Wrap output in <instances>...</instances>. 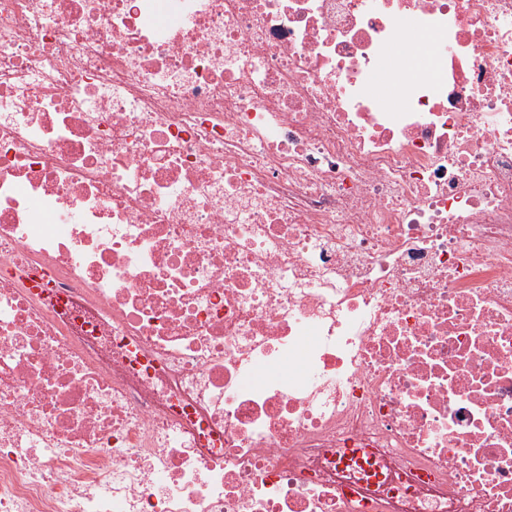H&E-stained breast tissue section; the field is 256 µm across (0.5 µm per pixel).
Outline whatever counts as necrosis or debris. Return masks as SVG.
Returning <instances> with one entry per match:
<instances>
[{"mask_svg":"<svg viewBox=\"0 0 512 512\" xmlns=\"http://www.w3.org/2000/svg\"><path fill=\"white\" fill-rule=\"evenodd\" d=\"M0 512H512V0H0Z\"/></svg>","mask_w":512,"mask_h":512,"instance_id":"4bbe7bcc","label":"necrosis or debris"}]
</instances>
